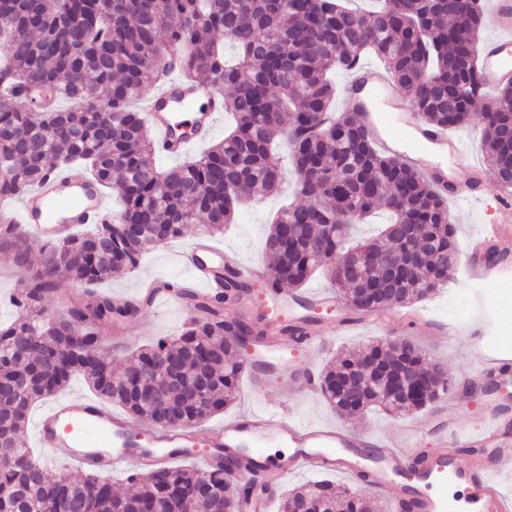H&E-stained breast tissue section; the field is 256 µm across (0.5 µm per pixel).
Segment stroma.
<instances>
[{
	"instance_id": "35a3bbf8",
	"label": "stroma",
	"mask_w": 512,
	"mask_h": 512,
	"mask_svg": "<svg viewBox=\"0 0 512 512\" xmlns=\"http://www.w3.org/2000/svg\"><path fill=\"white\" fill-rule=\"evenodd\" d=\"M484 131L483 117L477 112L465 128L452 133L453 138L461 144V157L449 160L448 165L461 183L479 193L475 200L457 197L448 201V211L456 226L459 248L464 254L474 249L482 239L483 227L490 223L496 199L502 190L493 175H486L482 179L476 175L477 170L485 166ZM293 183V175H286L282 193L251 199L236 223L225 225L219 232L210 231L212 242L236 256L242 263L271 265L272 259L265 251L264 240L276 211L284 203L294 201ZM189 245V239L183 238L149 250L136 270L114 278L108 284V292L133 296L143 282L155 278L192 282L193 276L183 263V254ZM496 267V273L483 288L461 283L454 291L446 290L403 308V315H419L433 322L451 320L462 325L475 319L484 320L488 316H495L491 340L497 353L512 357V318L500 315L501 310L512 308V250L501 253ZM189 314V308L177 299L158 307L144 308L137 317L126 323L125 332L130 347L179 335ZM320 318L335 326L336 336L311 354L310 361L316 370H323L336 353L360 348L368 340L405 337L413 340L433 362L446 370L453 389L448 392L442 406L448 410L452 420L461 425L478 424L477 408L457 404L454 392L455 387L460 386L465 376L472 371L474 360L480 356L479 350L466 336L448 342L434 329L410 328L400 323L386 325L350 315L345 312L343 300L339 297L335 298L330 310L321 313ZM266 409L281 410L287 418L293 420L332 422L342 428L376 437L389 434L411 419L421 420L426 416L422 410L412 414H387L370 409L364 414L347 418L336 415L322 394H289L280 390L277 382L273 381L264 394L257 397L248 392L246 385H239L234 401L224 412L208 418L207 423L211 426L220 425L242 413Z\"/></svg>"
}]
</instances>
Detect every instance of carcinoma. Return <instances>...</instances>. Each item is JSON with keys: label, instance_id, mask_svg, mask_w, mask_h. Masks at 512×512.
<instances>
[{"label": "carcinoma", "instance_id": "cac0c4a2", "mask_svg": "<svg viewBox=\"0 0 512 512\" xmlns=\"http://www.w3.org/2000/svg\"><path fill=\"white\" fill-rule=\"evenodd\" d=\"M486 23L481 0H381L372 11L343 0H0V201L72 166L121 201L112 220L42 245L35 267L26 262V228L0 212V251L14 256L28 282L10 297L14 319L0 322V512H234L226 489L232 472L250 464L244 455L207 468L157 467L129 477L137 489L123 495L96 470L76 481L53 474L17 439L32 404L76 376L156 427L169 426L172 415L196 427L224 411L243 371L238 341L252 342L255 331L239 320L237 340L226 339L223 303L251 286L224 270L216 275L220 296L165 281L196 316L178 336L132 351L121 373L98 347L148 300L90 293L49 315L46 296L65 279L92 286L131 272L150 246L184 238L202 220L234 223L246 200L279 191L270 150L282 139L302 201L282 207L270 225L271 285L298 288L322 269L351 315L436 294L459 253L445 199L420 169L378 151L357 113H332L330 74L356 71L370 53L421 121L443 130L468 124L484 101L486 165L512 187V139L504 133L512 84L486 97ZM217 33L237 48L235 63L224 61ZM174 70L229 91L224 108L234 124L203 154L163 170L132 103ZM41 93L72 106L40 104ZM378 208L394 222L372 240L349 243L350 225ZM313 239L323 243L316 252L307 249ZM413 251L429 260L407 280L402 267L383 263ZM354 253L367 256L355 276ZM436 369L411 341L378 340L330 361L321 391L342 415L420 410L450 387ZM199 375L202 389L184 385ZM345 493L316 481L288 492L284 507L377 512V502Z\"/></svg>", "mask_w": 512, "mask_h": 512}]
</instances>
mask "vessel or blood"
Returning a JSON list of instances; mask_svg holds the SVG:
<instances>
[{
	"label": "vessel or blood",
	"mask_w": 512,
	"mask_h": 512,
	"mask_svg": "<svg viewBox=\"0 0 512 512\" xmlns=\"http://www.w3.org/2000/svg\"><path fill=\"white\" fill-rule=\"evenodd\" d=\"M491 13L494 32L482 46L481 62L486 84L495 87L512 81V0H491ZM344 94L379 149L395 151L400 124L384 125L381 112L372 106L373 100L381 97L387 109L398 107L386 73L373 66L362 67L345 86ZM144 112L155 133L157 151L177 158L209 138L223 115L224 100L207 82L187 83L176 77L150 97ZM415 131L414 148L407 153V160L440 188H447V171L428 165L424 155L432 145L459 153V142L420 124ZM497 211L498 220L490 226V235L512 238L511 193L501 194ZM111 216V202L96 181L58 170L24 198L19 209L20 223L43 242L64 239L74 230ZM185 261L209 294L218 289L212 273L219 269L250 283L269 278L267 267L242 266L205 235L195 238ZM243 302L263 309L266 317V326L245 359L252 393L262 394L268 363L281 360L288 363L281 381L284 391L315 392L316 373L307 355L327 339L328 330L315 320L289 317L294 298L281 291H273L266 301L248 294ZM460 399L479 404L482 412L477 426L457 433L460 447L469 451L462 464L454 463L446 445H422L426 437L447 433L448 413L442 409L425 421L410 422L399 434L369 438L327 422L289 421L277 412L241 415L202 430H143L133 428L123 416L94 399L70 397L40 413L36 434L39 447L67 449L69 459L82 468L135 467L145 471L190 458L211 464L243 450L256 462V470H276L285 476L307 467L365 477L367 486L379 493L399 489L394 512H461L458 497L448 492L452 486L469 491L473 512H512V362L482 359ZM273 443L291 448L288 459L276 461L269 456L268 447ZM256 470L235 474L240 483L251 487L248 495L236 499V512H272L273 496L265 483L257 481Z\"/></svg>",
	"instance_id": "b4317fda"
}]
</instances>
